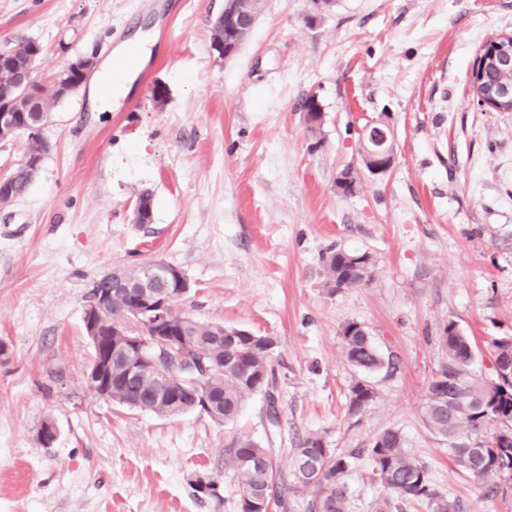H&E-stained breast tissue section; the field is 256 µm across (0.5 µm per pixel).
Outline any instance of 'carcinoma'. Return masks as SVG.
Instances as JSON below:
<instances>
[{"label":"carcinoma","mask_w":512,"mask_h":512,"mask_svg":"<svg viewBox=\"0 0 512 512\" xmlns=\"http://www.w3.org/2000/svg\"><path fill=\"white\" fill-rule=\"evenodd\" d=\"M263 0L242 2L241 32L238 39L249 34L253 18L262 12ZM39 43L26 39L21 41L12 55L13 66L0 70V84L10 83L20 74L35 68L39 58L36 47ZM483 54L478 68L472 73L473 94L486 95L490 90L491 66L485 65ZM81 83L76 73H66L54 78L48 87L33 81L31 94L56 104L65 99L64 85L74 87ZM34 182L30 171L19 165L0 186V205H8L22 198ZM141 209L133 210L131 221L143 224L153 219L151 195H140ZM349 252L331 249L323 257L330 292L345 288H357L371 277V258L366 252L357 253L347 259ZM121 274L133 283H152L158 288H169L168 282L159 277H150L147 265L125 266ZM132 298L114 294L105 304L98 336L93 343V358L104 353L112 342V322L128 311ZM223 332V325L197 320L191 324L188 334L211 340ZM342 351L345 361L353 367L360 378L350 386L348 414L356 416L368 408L377 398V391L368 380V375L385 367L386 361L373 342L368 329L357 321H348L341 327ZM442 341L447 351V361L442 364L428 387L425 419L430 429L448 439L449 453L457 465L474 481L490 477L512 480V441L504 443L505 435H512V376L502 377L496 373L489 378L475 375L471 369L474 349L467 336L462 334L452 321L443 329ZM274 342L270 336L252 340L242 336L232 345H215L210 355L218 371L205 381L206 389L217 399L224 401V422L236 420L244 399L256 392L266 395L269 402V423L280 428L276 408L275 371L271 363L267 344ZM492 358L512 361V336L492 341ZM153 371L145 367L141 378L128 381L118 372L112 373V401L125 400L141 411L166 416L163 404L142 402L148 393ZM278 448H263L252 440H237L228 449L224 465L236 478L239 497L238 512H272V508L288 512L285 490L288 484L310 490L308 503L310 512H349L350 493L345 480L347 472L363 456L371 463L375 480L384 488L383 505L375 512H389L387 504L393 498L404 501L426 503L432 512H462L460 504L443 495L432 483L427 467L410 456L403 435L392 429L379 433L365 448H330L320 436H310L300 447L291 449L293 468L289 473L278 472L274 459Z\"/></svg>","instance_id":"1"}]
</instances>
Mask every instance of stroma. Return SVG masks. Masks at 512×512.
Masks as SVG:
<instances>
[{
    "label": "stroma",
    "instance_id": "stroma-1",
    "mask_svg": "<svg viewBox=\"0 0 512 512\" xmlns=\"http://www.w3.org/2000/svg\"><path fill=\"white\" fill-rule=\"evenodd\" d=\"M224 0H0V49L39 42L36 78L71 60L115 58L141 37L126 98L95 111L88 87L50 110V144L27 194L0 208V512H238L224 465L233 440L278 449L308 436L357 448L399 430L463 512H512V484L469 479L425 422L448 322L491 372L512 336V112L481 107L470 81L487 40L512 34V0H265L231 58L211 47ZM168 89L156 103L152 89ZM322 105L319 137L301 106ZM391 129L394 162L369 174L367 126ZM358 175L344 194L336 178ZM153 221L130 213L140 193ZM366 252L372 277L329 292L328 249ZM161 260L190 282L182 312L273 337L281 427L245 398L232 424L111 404L89 387L84 311L94 281ZM364 324L390 367L375 402L347 413L356 375L340 328ZM57 437L40 441L44 420ZM207 477L214 495L195 489ZM351 512L384 492L367 461L348 477Z\"/></svg>",
    "mask_w": 512,
    "mask_h": 512
}]
</instances>
